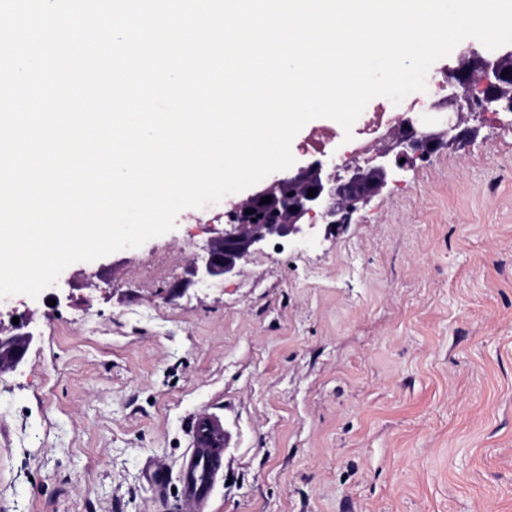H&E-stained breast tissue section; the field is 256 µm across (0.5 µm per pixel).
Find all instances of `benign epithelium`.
Masks as SVG:
<instances>
[{
	"mask_svg": "<svg viewBox=\"0 0 512 512\" xmlns=\"http://www.w3.org/2000/svg\"><path fill=\"white\" fill-rule=\"evenodd\" d=\"M509 74L502 75L503 71ZM482 104L476 103L475 85ZM501 108L512 113V45L479 51L468 44L458 54V65L448 71L447 84L423 112L400 115L379 134L365 165L356 157L336 161L307 160L258 184L245 199L224 211L226 224L190 259V284L223 280L239 273L241 265L270 243L287 240L306 243L323 230L347 221L357 205L395 182L397 173L415 158L451 145L471 133L464 127L477 109ZM317 190L308 196V189ZM269 196L271 202L261 203ZM40 334L29 315L9 333L0 330V369H14Z\"/></svg>",
	"mask_w": 512,
	"mask_h": 512,
	"instance_id": "obj_1",
	"label": "benign epithelium"
}]
</instances>
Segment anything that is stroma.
Returning <instances> with one entry per match:
<instances>
[{
    "instance_id": "1",
    "label": "stroma",
    "mask_w": 512,
    "mask_h": 512,
    "mask_svg": "<svg viewBox=\"0 0 512 512\" xmlns=\"http://www.w3.org/2000/svg\"><path fill=\"white\" fill-rule=\"evenodd\" d=\"M468 124L218 286L182 279L220 203L67 266L58 307L0 299L41 332L0 373V512H182L202 410L231 436L210 512H512V114Z\"/></svg>"
}]
</instances>
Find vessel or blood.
Listing matches in <instances>:
<instances>
[{
  "label": "vessel or blood",
  "mask_w": 512,
  "mask_h": 512,
  "mask_svg": "<svg viewBox=\"0 0 512 512\" xmlns=\"http://www.w3.org/2000/svg\"><path fill=\"white\" fill-rule=\"evenodd\" d=\"M227 444L228 432L219 417L206 411L195 415L181 467V494L188 512H208Z\"/></svg>",
  "instance_id": "vessel-or-blood-1"
}]
</instances>
